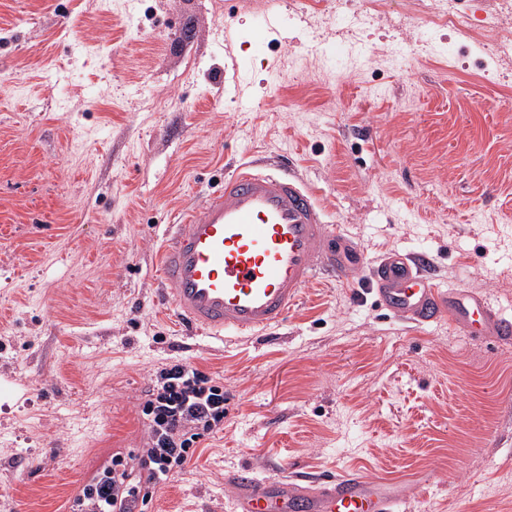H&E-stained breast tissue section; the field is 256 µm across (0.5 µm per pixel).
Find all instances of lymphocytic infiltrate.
<instances>
[{"label": "lymphocytic infiltrate", "mask_w": 512, "mask_h": 512, "mask_svg": "<svg viewBox=\"0 0 512 512\" xmlns=\"http://www.w3.org/2000/svg\"><path fill=\"white\" fill-rule=\"evenodd\" d=\"M164 385L147 400L143 413L154 435L149 448L115 457L100 476L75 495L71 512H115L116 498L138 503L143 482L161 485L180 473L195 456L200 431L224 420V391L206 386L203 374L184 367L164 370Z\"/></svg>", "instance_id": "obj_1"}]
</instances>
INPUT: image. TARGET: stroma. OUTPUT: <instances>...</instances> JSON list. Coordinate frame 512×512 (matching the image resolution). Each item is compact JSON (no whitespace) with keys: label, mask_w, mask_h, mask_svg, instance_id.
Here are the masks:
<instances>
[{"label":"stroma","mask_w":512,"mask_h":512,"mask_svg":"<svg viewBox=\"0 0 512 512\" xmlns=\"http://www.w3.org/2000/svg\"><path fill=\"white\" fill-rule=\"evenodd\" d=\"M437 2L0 0V512H69L144 447L175 364L223 387L224 423L144 512H227L245 464L430 470L404 512H512V344L406 324L363 277L221 342L159 299L170 224L254 154L290 157L368 263L427 252L512 317V53L434 26Z\"/></svg>","instance_id":"stroma-1"}]
</instances>
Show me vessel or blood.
Instances as JSON below:
<instances>
[{"instance_id": "b4317fda", "label": "vessel or blood", "mask_w": 512, "mask_h": 512, "mask_svg": "<svg viewBox=\"0 0 512 512\" xmlns=\"http://www.w3.org/2000/svg\"><path fill=\"white\" fill-rule=\"evenodd\" d=\"M287 158L243 161L219 187L177 217L159 248L161 297L178 321L214 337L257 335L282 325L319 274L350 279L362 251L321 213ZM426 253H394L371 284L393 315L415 324L447 321L467 335L512 342V318L484 297L445 288ZM229 512H400V484L350 470L310 481L262 478L240 467L224 479Z\"/></svg>"}]
</instances>
